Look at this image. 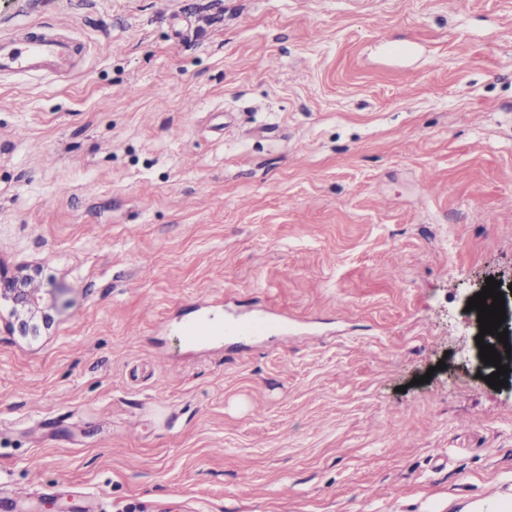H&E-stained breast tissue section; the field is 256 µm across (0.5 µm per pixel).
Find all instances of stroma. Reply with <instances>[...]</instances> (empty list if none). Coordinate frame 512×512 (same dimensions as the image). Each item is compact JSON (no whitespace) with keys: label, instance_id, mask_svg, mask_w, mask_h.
I'll return each instance as SVG.
<instances>
[{"label":"stroma","instance_id":"obj_1","mask_svg":"<svg viewBox=\"0 0 512 512\" xmlns=\"http://www.w3.org/2000/svg\"><path fill=\"white\" fill-rule=\"evenodd\" d=\"M15 512H512V385L463 300L512 281V0H0ZM287 332L192 344L180 322ZM445 369H438V362ZM72 41L58 38L55 31L33 35L23 40H0L1 72H49L73 55ZM59 288H44L37 271L25 267L16 273H8L0 267V307L9 308V320L5 328L19 336H39L41 330H49L54 323L52 310L55 308ZM46 295L54 297L51 302Z\"/></svg>","mask_w":512,"mask_h":512}]
</instances>
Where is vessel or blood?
<instances>
[{
    "label": "vessel or blood",
    "mask_w": 512,
    "mask_h": 512,
    "mask_svg": "<svg viewBox=\"0 0 512 512\" xmlns=\"http://www.w3.org/2000/svg\"><path fill=\"white\" fill-rule=\"evenodd\" d=\"M73 42L59 38L54 32L33 35L23 40H0L1 72H49L73 55Z\"/></svg>",
    "instance_id": "obj_1"
}]
</instances>
